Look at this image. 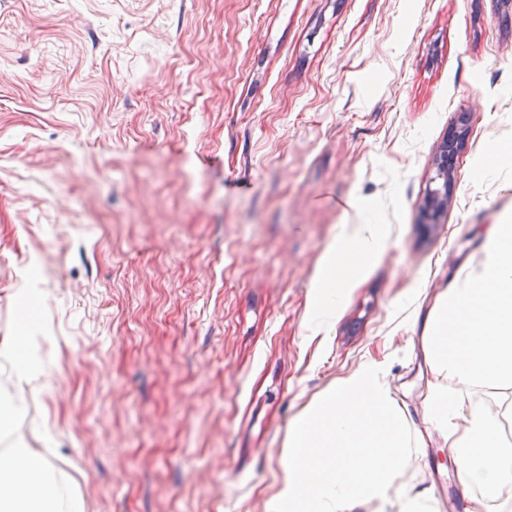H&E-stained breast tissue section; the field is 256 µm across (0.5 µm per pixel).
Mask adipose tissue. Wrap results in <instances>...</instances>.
Wrapping results in <instances>:
<instances>
[{
    "instance_id": "ef3b65f1",
    "label": "adipose tissue",
    "mask_w": 512,
    "mask_h": 512,
    "mask_svg": "<svg viewBox=\"0 0 512 512\" xmlns=\"http://www.w3.org/2000/svg\"><path fill=\"white\" fill-rule=\"evenodd\" d=\"M383 242L378 225L359 224L329 250L313 288L322 317H334ZM420 344L425 429L409 423L385 363L359 365L294 421L267 512H434L430 492L395 486L408 459L430 448L454 458L472 491L469 512H512V441L502 431L512 418V224L488 228L482 261L434 301ZM39 351L34 329L0 340V360L11 366L0 386L14 404L44 372ZM0 512H84V503L40 449L20 445L0 458Z\"/></svg>"
}]
</instances>
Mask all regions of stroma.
Masks as SVG:
<instances>
[{
	"instance_id": "35a3bbf8",
	"label": "stroma",
	"mask_w": 512,
	"mask_h": 512,
	"mask_svg": "<svg viewBox=\"0 0 512 512\" xmlns=\"http://www.w3.org/2000/svg\"><path fill=\"white\" fill-rule=\"evenodd\" d=\"M512 0H0V339L39 271L51 373L0 450L46 449L84 512H266L292 421L411 340L512 221ZM468 145L422 221L448 128ZM386 248L313 330L331 245ZM462 492L444 448L400 479Z\"/></svg>"
}]
</instances>
